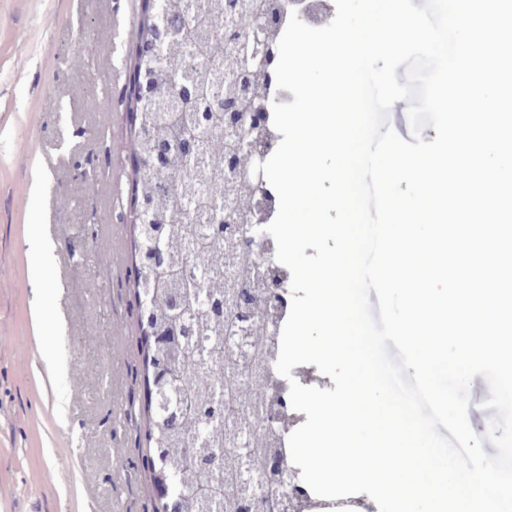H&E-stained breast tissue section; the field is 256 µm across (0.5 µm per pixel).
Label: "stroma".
<instances>
[{"label": "stroma", "instance_id": "obj_1", "mask_svg": "<svg viewBox=\"0 0 512 512\" xmlns=\"http://www.w3.org/2000/svg\"><path fill=\"white\" fill-rule=\"evenodd\" d=\"M141 7L0 0V512H155L159 502L128 286L126 95ZM97 98L111 111H95ZM32 224L55 248L52 266L37 260ZM37 304L61 319L60 334L36 335Z\"/></svg>", "mask_w": 512, "mask_h": 512}]
</instances>
